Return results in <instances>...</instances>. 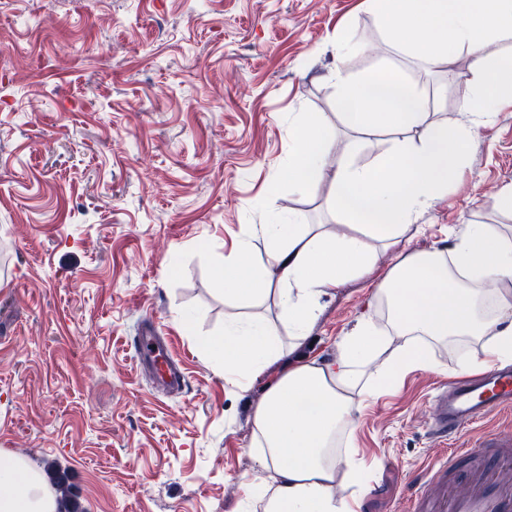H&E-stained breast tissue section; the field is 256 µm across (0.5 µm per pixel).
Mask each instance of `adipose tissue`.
I'll return each instance as SVG.
<instances>
[{
  "label": "adipose tissue",
  "instance_id": "adipose-tissue-1",
  "mask_svg": "<svg viewBox=\"0 0 512 512\" xmlns=\"http://www.w3.org/2000/svg\"><path fill=\"white\" fill-rule=\"evenodd\" d=\"M394 46L436 60L463 52L473 57L479 77L473 95L480 111L455 125L433 119L429 100L399 71L377 68L351 78L336 67L333 78L347 128L369 134L394 132L391 146L372 162L345 159L328 172L332 131L312 112L292 113L288 136L293 152L278 180L316 192L332 180L330 208L340 229L326 233L293 218L264 225L266 255L257 257L241 240L219 268L224 300L238 304L276 291L294 335H305L326 289L363 272L372 263L368 239L398 244L419 210L440 195L449 172L464 168L467 146L492 122L496 105L512 101V51L488 48L512 42V0H372ZM512 280V239L497 225L472 224L451 261L403 256L377 286L386 298L392 326L404 340L381 366L372 355L383 332L363 321L340 343L336 361L287 367L257 408L261 461L274 485L264 512H352L334 489L337 431L351 417V395L362 391L366 372L383 385L405 369L428 365L424 341L491 337V355L512 357V301L499 286ZM495 296L484 314L481 296ZM208 352L226 369L250 379L281 351L277 330L261 321L230 318ZM56 497L42 475L23 459L0 455V512H56Z\"/></svg>",
  "mask_w": 512,
  "mask_h": 512
}]
</instances>
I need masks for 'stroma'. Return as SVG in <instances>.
I'll list each match as a JSON object with an SVG mask.
<instances>
[{"mask_svg": "<svg viewBox=\"0 0 512 512\" xmlns=\"http://www.w3.org/2000/svg\"><path fill=\"white\" fill-rule=\"evenodd\" d=\"M345 29L338 52L333 35ZM0 453L45 482L64 471L83 512H263L248 483L254 413L285 365L335 361L361 321L388 325L375 293L407 253L451 256L471 224L512 239V105L471 141L468 163L399 244L327 289L306 335L276 296L231 309L215 274L242 238L265 256L274 214L335 231L331 183L275 185L289 115L316 112L334 133L329 164L373 160L390 134L344 124L333 71L390 65L432 111L464 120L476 68L398 52L370 0H0ZM276 326L278 358L248 384L206 349L230 312ZM153 322L183 362L185 391L162 394L131 345ZM489 338L428 342L431 368L407 369L355 397L336 450V490L353 512H405L411 481L444 447L427 431L437 390L488 368Z\"/></svg>", "mask_w": 512, "mask_h": 512, "instance_id": "35a3bbf8", "label": "stroma"}]
</instances>
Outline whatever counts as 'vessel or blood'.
<instances>
[{
	"instance_id": "1",
	"label": "vessel or blood",
	"mask_w": 512,
	"mask_h": 512,
	"mask_svg": "<svg viewBox=\"0 0 512 512\" xmlns=\"http://www.w3.org/2000/svg\"><path fill=\"white\" fill-rule=\"evenodd\" d=\"M136 359L141 371L153 373L167 388L184 387L180 369L152 325L136 338ZM511 406L512 366L455 380L434 396L430 430L445 441L479 417ZM510 467L511 433L491 435L477 448L453 449L407 493V512H512V481L502 476Z\"/></svg>"
}]
</instances>
